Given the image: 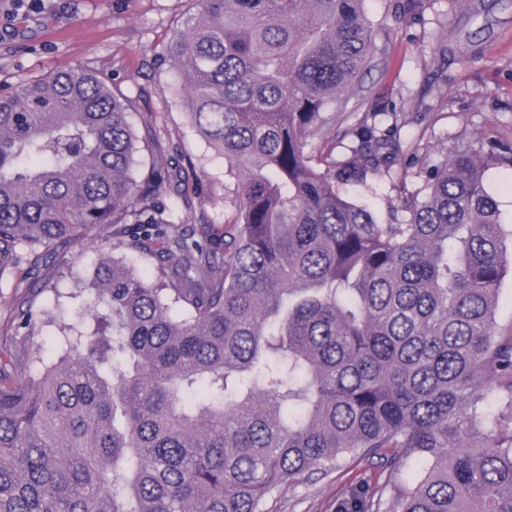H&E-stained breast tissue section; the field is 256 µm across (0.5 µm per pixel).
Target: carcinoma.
Returning a JSON list of instances; mask_svg holds the SVG:
<instances>
[{"mask_svg": "<svg viewBox=\"0 0 512 512\" xmlns=\"http://www.w3.org/2000/svg\"><path fill=\"white\" fill-rule=\"evenodd\" d=\"M198 2L169 56L238 179L222 224L141 204L185 172L160 157L138 182L134 101L98 76L0 95V278L88 228L112 239L69 269L87 287L19 309L11 335L33 336L43 293L78 302L59 358L0 362V512H263L346 457L421 464L394 512H512V336L494 331L512 230L484 186L512 142L421 167L424 194L382 223L348 186L389 171L397 126L363 125L344 159L322 134L373 56L365 0Z\"/></svg>", "mask_w": 512, "mask_h": 512, "instance_id": "obj_1", "label": "carcinoma"}]
</instances>
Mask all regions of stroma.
Returning <instances> with one entry per match:
<instances>
[{"label": "stroma", "mask_w": 512, "mask_h": 512, "mask_svg": "<svg viewBox=\"0 0 512 512\" xmlns=\"http://www.w3.org/2000/svg\"><path fill=\"white\" fill-rule=\"evenodd\" d=\"M406 0H366L375 50L360 93L335 105L326 128L337 158L348 155L371 113L382 125L399 122L403 151L389 172L350 187L386 219L401 192L423 181L412 163L420 154L430 165L455 148H476L490 139L512 142V0H424L420 12ZM197 0H0V93L30 79L80 68L113 79L141 117L135 129L146 149L139 173L153 156H191L209 180L206 198L170 193L164 200L188 224L223 223L225 198L236 181L222 156L191 126L179 95L182 72L169 59V45ZM98 250L61 244L55 259L23 263L5 276L0 327L9 324L30 289L51 281L63 293L75 283L69 266L88 269L99 252L112 249L97 233ZM414 460L386 465L380 459L346 458L326 474L284 483L264 503V512H345L363 488L411 483Z\"/></svg>", "instance_id": "35a3bbf8"}]
</instances>
